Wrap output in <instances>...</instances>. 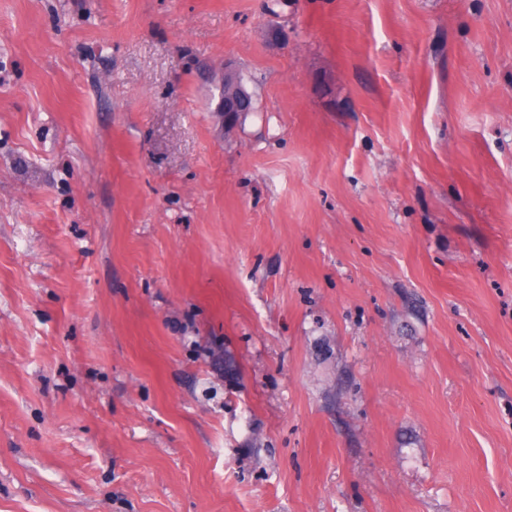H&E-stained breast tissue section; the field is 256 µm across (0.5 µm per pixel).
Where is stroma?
<instances>
[{
	"label": "stroma",
	"instance_id": "obj_1",
	"mask_svg": "<svg viewBox=\"0 0 512 512\" xmlns=\"http://www.w3.org/2000/svg\"><path fill=\"white\" fill-rule=\"evenodd\" d=\"M0 512H512V0H0Z\"/></svg>",
	"mask_w": 512,
	"mask_h": 512
}]
</instances>
